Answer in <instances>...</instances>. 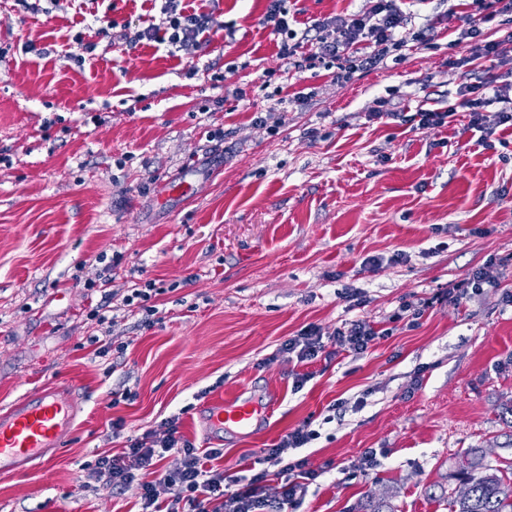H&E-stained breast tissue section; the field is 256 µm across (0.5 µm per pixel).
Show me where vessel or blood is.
Here are the masks:
<instances>
[{"mask_svg":"<svg viewBox=\"0 0 512 512\" xmlns=\"http://www.w3.org/2000/svg\"><path fill=\"white\" fill-rule=\"evenodd\" d=\"M78 387L63 386L29 395L10 412L0 414V474L50 462L56 448L69 436L78 404ZM259 421V411L247 400L214 401L208 412L207 435L220 439L225 430H248Z\"/></svg>","mask_w":512,"mask_h":512,"instance_id":"vessel-or-blood-1","label":"vessel or blood"}]
</instances>
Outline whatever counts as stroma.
Returning <instances> with one entry per match:
<instances>
[{"label":"stroma","mask_w":512,"mask_h":512,"mask_svg":"<svg viewBox=\"0 0 512 512\" xmlns=\"http://www.w3.org/2000/svg\"><path fill=\"white\" fill-rule=\"evenodd\" d=\"M184 4L224 24L202 48L99 35L106 12L161 23L160 0H0V413L66 380L82 391L54 460L0 475V512H137V487L80 490L96 459L173 415L206 449L205 407L238 394L277 410L225 432L228 489L262 471L278 496L264 451L308 421L318 436L295 455L320 476L298 512H448L469 449L512 458V130L487 149L459 114L435 130L367 114L382 99L408 116L447 106L486 67L458 65L448 0L411 8L413 27L437 22L431 44L347 85L279 70L267 0ZM363 5L285 2L299 34ZM272 107L279 127L259 124ZM482 265L495 287L449 304ZM149 281L151 318L125 303ZM354 320L387 335L309 363L282 349Z\"/></svg>","instance_id":"35a3bbf8"}]
</instances>
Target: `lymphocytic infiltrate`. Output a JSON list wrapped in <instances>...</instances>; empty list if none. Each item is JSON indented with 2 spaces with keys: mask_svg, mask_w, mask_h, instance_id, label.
<instances>
[{
  "mask_svg": "<svg viewBox=\"0 0 512 512\" xmlns=\"http://www.w3.org/2000/svg\"><path fill=\"white\" fill-rule=\"evenodd\" d=\"M284 0H268L267 21L281 34L277 57L285 71H303L324 65L335 70L338 82H350L355 73H367L378 68L390 51L408 43L426 44L435 36L434 24L411 29L412 17L403 9L405 0H365L357 12L337 15L319 22L310 39L308 51H300L294 39ZM469 11L460 25L449 27L456 43L465 45L466 56L460 58L463 66L481 62L505 69L508 78L496 82L488 78L461 85L455 98L446 108H419L414 117L423 130L443 127L448 117L463 114L468 129L478 131V142L490 146L500 129H512V32L496 37L484 25L492 17L512 14V0H467ZM162 25H149L130 33L127 43L153 41L178 48L199 47L207 41L217 20L213 14L198 13L181 7L180 0H165ZM381 337L380 331L362 320H354L337 329L332 338H325L316 326L302 329L284 344L288 353L304 363L324 353L327 344L343 351L365 353ZM163 433L149 432L126 441L118 455L100 456L87 478L99 487L120 493L132 484L140 486V512H296L302 504L309 484L318 471L308 469L305 460L285 461L290 451L307 445L316 437V430L301 425L284 435L275 447L267 449V458L282 462L286 483L278 497L264 495L262 483L265 473L250 478L244 489L226 493L224 471L212 462L223 456L220 448L205 451L195 448L179 433V419L172 416L163 421ZM177 454L175 468H160L166 453ZM169 492L167 502H160L158 487Z\"/></svg>",
  "mask_w": 512,
  "mask_h": 512,
  "instance_id": "obj_1",
  "label": "lymphocytic infiltrate"
}]
</instances>
